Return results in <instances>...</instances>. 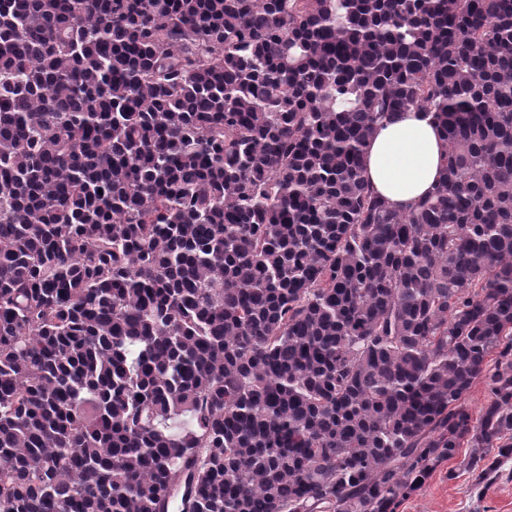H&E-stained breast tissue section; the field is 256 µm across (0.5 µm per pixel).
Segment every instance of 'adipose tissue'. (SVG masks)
Segmentation results:
<instances>
[{
    "label": "adipose tissue",
    "instance_id": "obj_1",
    "mask_svg": "<svg viewBox=\"0 0 512 512\" xmlns=\"http://www.w3.org/2000/svg\"><path fill=\"white\" fill-rule=\"evenodd\" d=\"M446 150L433 112L414 108L377 125L363 175L392 209L406 211L441 180Z\"/></svg>",
    "mask_w": 512,
    "mask_h": 512
}]
</instances>
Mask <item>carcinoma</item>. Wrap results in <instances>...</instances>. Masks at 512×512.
Masks as SVG:
<instances>
[{
	"label": "carcinoma",
	"instance_id": "cac0c4a2",
	"mask_svg": "<svg viewBox=\"0 0 512 512\" xmlns=\"http://www.w3.org/2000/svg\"><path fill=\"white\" fill-rule=\"evenodd\" d=\"M458 448L512 459V0H0V512H396ZM446 150L434 113L414 108L376 126L363 175L392 209L406 211L441 180Z\"/></svg>",
	"mask_w": 512,
	"mask_h": 512
}]
</instances>
